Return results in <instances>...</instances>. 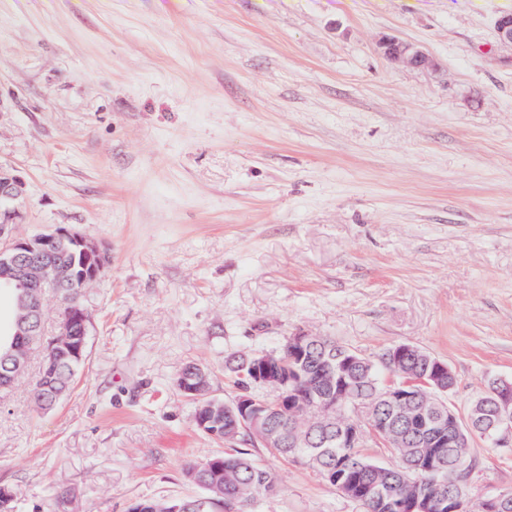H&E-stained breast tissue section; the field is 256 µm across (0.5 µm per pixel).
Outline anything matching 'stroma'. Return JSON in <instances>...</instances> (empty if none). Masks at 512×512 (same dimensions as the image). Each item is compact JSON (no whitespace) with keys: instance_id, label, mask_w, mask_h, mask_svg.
I'll use <instances>...</instances> for the list:
<instances>
[{"instance_id":"35a3bbf8","label":"stroma","mask_w":512,"mask_h":512,"mask_svg":"<svg viewBox=\"0 0 512 512\" xmlns=\"http://www.w3.org/2000/svg\"><path fill=\"white\" fill-rule=\"evenodd\" d=\"M512 0H0V166L15 238L107 251L82 292L75 389L38 408L34 347L0 393L17 512H128L201 495L224 446L177 387L299 332L448 364L459 414L512 381ZM435 62L414 70L379 43ZM277 479L251 512H363L242 435ZM471 503L512 491V449L471 443ZM380 47L388 59L410 69L429 70L436 66L430 55L411 43L386 37Z\"/></svg>"}]
</instances>
